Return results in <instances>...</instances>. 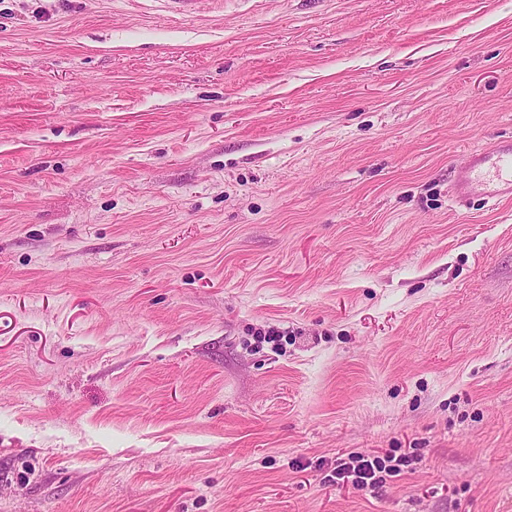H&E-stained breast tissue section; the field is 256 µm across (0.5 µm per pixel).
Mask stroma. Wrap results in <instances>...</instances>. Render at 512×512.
Here are the masks:
<instances>
[{
    "label": "stroma",
    "instance_id": "stroma-1",
    "mask_svg": "<svg viewBox=\"0 0 512 512\" xmlns=\"http://www.w3.org/2000/svg\"><path fill=\"white\" fill-rule=\"evenodd\" d=\"M509 135L512 0H0V512H512ZM451 197L457 204L512 199V141L495 140L472 150L453 181ZM349 462H343L339 470L342 478H351L352 485L357 489H366L376 484L377 473L386 469L385 459L378 456L370 458L362 455H349Z\"/></svg>",
    "mask_w": 512,
    "mask_h": 512
}]
</instances>
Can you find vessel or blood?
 <instances>
[{"label":"vessel or blood","instance_id":"1","mask_svg":"<svg viewBox=\"0 0 512 512\" xmlns=\"http://www.w3.org/2000/svg\"><path fill=\"white\" fill-rule=\"evenodd\" d=\"M451 197L458 204L512 199V141L472 150L452 184Z\"/></svg>","mask_w":512,"mask_h":512}]
</instances>
